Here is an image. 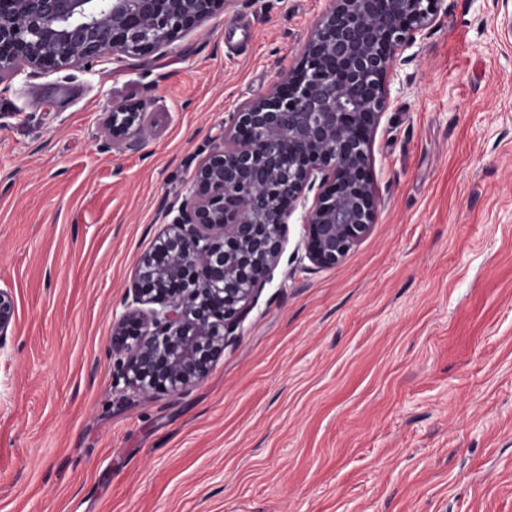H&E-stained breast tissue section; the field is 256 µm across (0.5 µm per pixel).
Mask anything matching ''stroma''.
<instances>
[{"label": "stroma", "mask_w": 512, "mask_h": 512, "mask_svg": "<svg viewBox=\"0 0 512 512\" xmlns=\"http://www.w3.org/2000/svg\"><path fill=\"white\" fill-rule=\"evenodd\" d=\"M331 7L231 0L159 49L0 82V512H512V0H438L399 50L344 258H307L296 206L203 380L113 376L166 210ZM128 101L146 135L106 148ZM15 317V304L12 294L0 289V345L8 333L12 332Z\"/></svg>", "instance_id": "35a3bbf8"}]
</instances>
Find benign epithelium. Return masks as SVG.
Wrapping results in <instances>:
<instances>
[{
	"label": "benign epithelium",
	"instance_id": "benign-epithelium-1",
	"mask_svg": "<svg viewBox=\"0 0 512 512\" xmlns=\"http://www.w3.org/2000/svg\"><path fill=\"white\" fill-rule=\"evenodd\" d=\"M218 0H0V82L142 54L209 20ZM438 0H333L301 68L267 97L245 104L223 146L198 167L193 187L154 247L138 261L132 301L113 323L115 378L143 395L202 380L256 292L273 277L288 217L305 212L307 252L338 263L375 222L370 133L385 108L382 82L396 49L427 25ZM145 104L109 110L112 144L145 133ZM15 304L0 289V342Z\"/></svg>",
	"mask_w": 512,
	"mask_h": 512
}]
</instances>
